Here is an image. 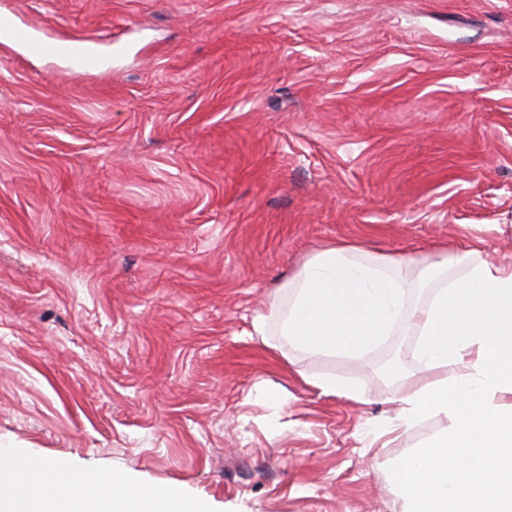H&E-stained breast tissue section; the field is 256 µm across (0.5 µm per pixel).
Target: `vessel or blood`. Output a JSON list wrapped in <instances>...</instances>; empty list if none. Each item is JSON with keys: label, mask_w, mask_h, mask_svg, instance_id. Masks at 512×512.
Masks as SVG:
<instances>
[{"label": "vessel or blood", "mask_w": 512, "mask_h": 512, "mask_svg": "<svg viewBox=\"0 0 512 512\" xmlns=\"http://www.w3.org/2000/svg\"><path fill=\"white\" fill-rule=\"evenodd\" d=\"M0 45L19 47L25 55L32 57L65 61L80 74H89L102 67L99 55L89 48L68 40L39 36L31 24L16 20L11 9L0 14Z\"/></svg>", "instance_id": "b4317fda"}]
</instances>
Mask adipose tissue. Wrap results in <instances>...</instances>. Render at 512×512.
Instances as JSON below:
<instances>
[{
  "instance_id": "obj_1",
  "label": "adipose tissue",
  "mask_w": 512,
  "mask_h": 512,
  "mask_svg": "<svg viewBox=\"0 0 512 512\" xmlns=\"http://www.w3.org/2000/svg\"><path fill=\"white\" fill-rule=\"evenodd\" d=\"M347 241L315 252L252 322L275 324L288 345L320 355L359 356L408 318L421 338L420 364L431 371L396 398L398 424L430 413L447 427L392 469L400 512H512V266L471 262L466 276L406 312L413 284L397 259L362 262ZM25 450L0 453V512H202L166 487L108 475H64Z\"/></svg>"
}]
</instances>
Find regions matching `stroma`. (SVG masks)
<instances>
[{
  "label": "stroma",
  "mask_w": 512,
  "mask_h": 512,
  "mask_svg": "<svg viewBox=\"0 0 512 512\" xmlns=\"http://www.w3.org/2000/svg\"><path fill=\"white\" fill-rule=\"evenodd\" d=\"M16 6L112 68L0 46V449L206 512H397L447 424L373 439L414 329L324 357L251 321L338 239L402 259L412 308L467 249L512 263V0Z\"/></svg>",
  "instance_id": "35a3bbf8"
}]
</instances>
